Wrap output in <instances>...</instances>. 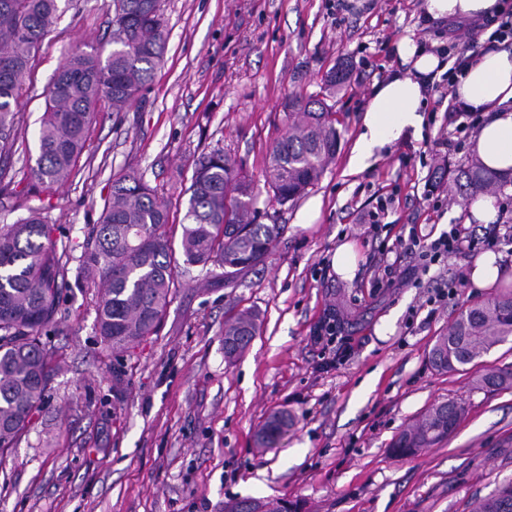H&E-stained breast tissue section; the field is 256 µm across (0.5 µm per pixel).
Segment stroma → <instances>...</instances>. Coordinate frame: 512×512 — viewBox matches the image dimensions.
Here are the masks:
<instances>
[{"instance_id":"1","label":"stroma","mask_w":512,"mask_h":512,"mask_svg":"<svg viewBox=\"0 0 512 512\" xmlns=\"http://www.w3.org/2000/svg\"><path fill=\"white\" fill-rule=\"evenodd\" d=\"M161 12L162 63L128 111L99 104L65 184L46 189L27 175L45 90L71 53L111 48L112 0H75L22 82L13 195L0 225L41 209L69 258L70 286L47 338V396L19 445L0 453V512H224L231 499L281 497L306 512H472L512 480V388L475 387L483 367L512 368V337L448 373L429 354L462 309L498 289L466 286L411 325V309L438 283L470 273L473 256L433 265L416 288L374 287L369 267L404 225L438 234L466 222L467 201L431 196L430 185L469 165L473 140L433 155L437 138L455 134L447 99L433 91L420 133L404 132L363 171H349L372 89L401 67L397 44L440 42L443 22L424 20L418 0H161ZM340 68L346 80L327 91L326 74ZM292 92L331 106L339 137L318 183L281 205L265 171ZM216 149L253 180L260 223L286 231L265 264L232 284L213 266L179 270L158 331L114 360L96 330V289L74 283L87 229L111 199L113 177L134 171L167 203V231L179 236L194 163ZM310 200L321 203L317 220L298 223ZM370 211L381 227L368 233L361 218ZM344 244L357 256L350 279L332 266ZM330 304L347 311L341 334L353 350L318 373L316 362L336 348L313 345L310 330ZM241 309L258 311L262 325L229 364L224 318ZM446 400L468 406L447 439L396 456L399 433ZM277 411L290 413L288 431L258 447L259 426Z\"/></svg>"}]
</instances>
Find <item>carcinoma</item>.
<instances>
[{
  "label": "carcinoma",
  "instance_id": "obj_1",
  "mask_svg": "<svg viewBox=\"0 0 512 512\" xmlns=\"http://www.w3.org/2000/svg\"><path fill=\"white\" fill-rule=\"evenodd\" d=\"M73 0H0V183L10 174L9 145L16 131L22 79L33 53ZM112 49L75 52L56 73L46 92L38 132V155L29 166L31 182L51 187L67 181L81 156L98 104L124 112L151 80L167 41L159 0H113ZM288 129L271 149L266 182L273 198L286 204L319 181L337 146L332 108L319 99L288 96ZM471 195L494 194L512 183L479 159L453 178ZM255 186L232 156L217 149L195 162L187 188L188 205L179 244L166 232L167 206L143 178L132 172L112 182V201L88 233L79 259V279L101 289L96 326L115 354L155 334L176 284V256L188 266L209 264L234 281L262 265L281 239L285 225L261 224L253 208ZM65 253L58 252L54 225L35 208L13 224L0 226V448L14 447L44 400L50 382L51 351L43 336L52 331L62 288ZM260 330L254 311L224 321V358L233 362ZM512 336V291L461 311L438 336L431 362L454 371ZM512 387V368L483 374L477 388ZM466 412L462 401L431 405L418 422L391 445L400 457L416 454L448 437ZM290 419L273 414L258 430L270 447ZM301 512L286 499H235L224 512ZM476 512H512V482L483 499Z\"/></svg>",
  "mask_w": 512,
  "mask_h": 512
}]
</instances>
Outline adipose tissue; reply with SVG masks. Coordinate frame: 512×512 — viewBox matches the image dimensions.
I'll use <instances>...</instances> for the list:
<instances>
[{
    "label": "adipose tissue",
    "mask_w": 512,
    "mask_h": 512,
    "mask_svg": "<svg viewBox=\"0 0 512 512\" xmlns=\"http://www.w3.org/2000/svg\"><path fill=\"white\" fill-rule=\"evenodd\" d=\"M501 0H424L422 10L432 20L477 21L500 13ZM397 54L403 64L374 86L350 161L360 171L375 147L396 140L405 128H419L427 83L449 69L444 55L406 38ZM453 95L471 112L488 113L476 134L473 150L489 168L512 170V50L504 48L473 55L454 86Z\"/></svg>",
    "instance_id": "ef3b65f1"
}]
</instances>
